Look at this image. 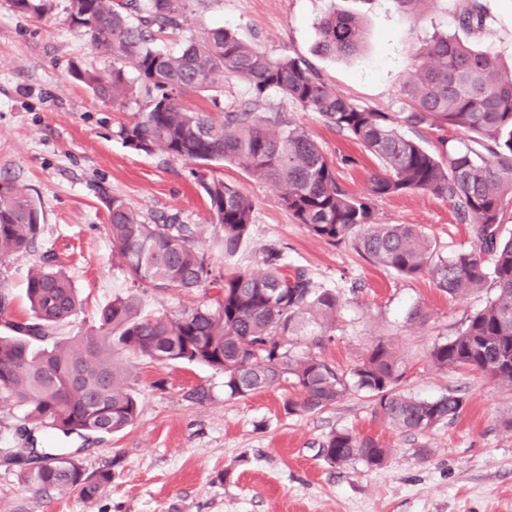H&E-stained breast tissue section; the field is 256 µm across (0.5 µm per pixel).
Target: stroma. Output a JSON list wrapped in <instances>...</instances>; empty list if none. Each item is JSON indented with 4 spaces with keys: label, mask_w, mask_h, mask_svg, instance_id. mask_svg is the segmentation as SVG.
Segmentation results:
<instances>
[{
    "label": "stroma",
    "mask_w": 512,
    "mask_h": 512,
    "mask_svg": "<svg viewBox=\"0 0 512 512\" xmlns=\"http://www.w3.org/2000/svg\"><path fill=\"white\" fill-rule=\"evenodd\" d=\"M484 5L487 26L478 45L511 64L512 0ZM333 6L364 22L366 42L357 54L319 52L316 25ZM455 10V0H422L410 10L393 0H185L180 28L160 46L176 53L222 27L270 56L310 61L357 106L397 112L421 48L433 36L456 33ZM77 65L106 76L112 58L72 25L69 0H53L40 19L0 0V181L25 188L43 211L35 250L0 264L13 315L25 311L27 272L45 255L55 257L83 300L62 335L94 333L99 308L134 293L105 232L103 199L117 196L146 223L200 225L198 244L215 265L258 271L273 244L289 269H304L316 285L336 291L341 307L324 344L311 347L323 331L309 326L295 340L294 355L312 351L346 371L382 340L403 361L400 390L424 399L458 391L466 404L452 422L414 436L385 423L369 394L356 389L325 410L289 415L283 403L298 393L292 383L228 398L223 374L208 367L134 359L127 382L139 418L118 435L64 438L33 428L24 410L0 406V449L77 448L87 472L112 473L111 483L86 501L70 492H35L16 468L0 463V512H512V387L479 371L439 369L428 359L435 342L485 305L489 290L453 298L431 276L396 275L350 245L314 236L281 206L274 186L233 165L216 173L250 196L254 212L247 240L225 259L193 163L131 149L117 134L145 101L141 84L131 83L120 103L105 104L73 79ZM258 109L281 113L312 134L351 192H364L378 171L372 155L317 113L274 92ZM347 155L355 164H344ZM375 212L384 224L418 226L445 257L473 244L469 225L428 193L376 199ZM416 306L427 311L425 324L409 321ZM336 430L379 439L392 450L386 466L326 464L319 445ZM422 446L427 454H419Z\"/></svg>",
    "instance_id": "obj_1"
}]
</instances>
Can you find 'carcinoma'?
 <instances>
[{
	"label": "carcinoma",
	"instance_id": "carcinoma-1",
	"mask_svg": "<svg viewBox=\"0 0 512 512\" xmlns=\"http://www.w3.org/2000/svg\"><path fill=\"white\" fill-rule=\"evenodd\" d=\"M183 0H70V17L93 44L112 56L102 78L75 68V80L105 103L120 101L131 80L141 82L146 102L117 135L146 153L161 151L204 167L196 182L220 232L224 258L247 239L254 204L238 187L210 170L212 162L236 165L274 184L281 205L308 231L329 242L350 243L367 260L407 278L426 273L437 288L463 297L488 287L493 295L466 317L457 333L433 345L439 369L481 371L512 386V69L498 57L455 36H437L420 54L402 85L398 112L363 109L325 82L309 62L271 57L222 27L209 30L178 54L155 45L159 34L179 27ZM460 29L484 32L481 0H457ZM21 14L40 18L49 0H8ZM362 21L331 7L318 24V49L350 55L365 40ZM245 79L256 97L281 94L363 145L382 164L364 194L338 179L318 142L277 113L252 107L218 111L224 77ZM189 96L216 108L191 107ZM453 130L462 137L448 150L431 152L403 128ZM427 192L448 203L456 220L471 228L475 245L450 259L438 257L426 234L412 224L378 222L373 200ZM113 251L138 287L159 293L217 290L212 304L174 313L145 314L138 296H117L99 310V333L63 338L60 330L78 312L69 279L48 256L27 274L29 313L0 323V404L22 407L38 428L68 436L104 437L134 425L137 398L126 385V359L205 365L224 374V395L246 396L288 378L299 389L285 413L331 407L354 387L373 398L376 410L403 433L423 435L454 420L460 395L420 399L399 390L403 361L385 342L374 344L354 367L341 372L317 356L291 354L294 337L309 324L330 328L339 297L318 288L302 269L288 271L271 248L258 272L216 270L199 249L195 224H146L119 197L103 199ZM42 212L33 196L0 181V260L35 249ZM391 449L371 436L332 432L319 446L331 467L359 463L380 469ZM3 460L40 491L76 492L86 501L112 482L92 474L75 455L16 448Z\"/></svg>",
	"mask_w": 512,
	"mask_h": 512
}]
</instances>
